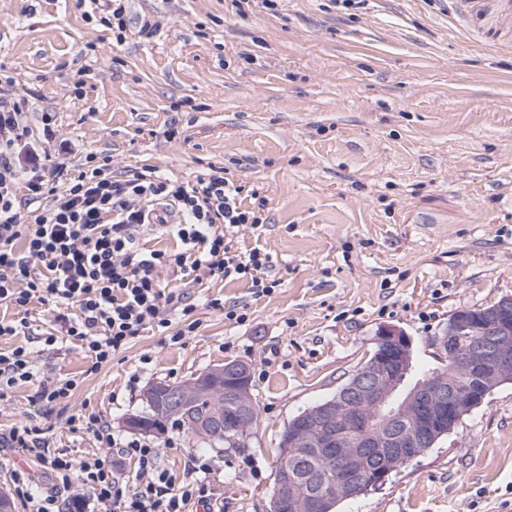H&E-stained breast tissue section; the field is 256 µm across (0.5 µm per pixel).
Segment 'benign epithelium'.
<instances>
[{
    "label": "benign epithelium",
    "instance_id": "1",
    "mask_svg": "<svg viewBox=\"0 0 512 512\" xmlns=\"http://www.w3.org/2000/svg\"><path fill=\"white\" fill-rule=\"evenodd\" d=\"M469 330L468 346L457 345V333ZM448 358L463 365V378L434 376L405 384L410 373L412 342L396 326L378 330L372 359L352 374L332 397L301 412L288 430L284 445L299 453L322 448L329 458L320 489L301 496L282 454L273 482V500L301 512H324L332 498L352 497L370 475L381 486L392 467L401 465L449 434L467 413L512 374V295L491 309L455 313L438 338ZM211 377L233 381L224 399L233 407V422L251 418V384L247 364L222 365Z\"/></svg>",
    "mask_w": 512,
    "mask_h": 512
}]
</instances>
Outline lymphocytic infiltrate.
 Here are the masks:
<instances>
[{"label": "lymphocytic infiltrate", "mask_w": 512, "mask_h": 512, "mask_svg": "<svg viewBox=\"0 0 512 512\" xmlns=\"http://www.w3.org/2000/svg\"><path fill=\"white\" fill-rule=\"evenodd\" d=\"M26 104V98L0 93V304L19 309L37 301L52 308L54 318L46 327L25 316L0 319L1 338L29 336L47 347L71 343L96 370L145 330H161L178 344L199 328L196 304L164 292L160 271L199 281L246 279L259 296L276 288L266 276L269 253L231 246L241 226H264L266 201L243 207L244 188L224 168L210 166L186 182L163 177L153 166L119 178L104 156L72 178L66 162L46 168L29 148ZM37 202L41 211L24 223V207ZM147 224L175 234L177 248L144 251L138 235ZM24 383L36 384L35 403L49 405L73 397L81 380L43 371L26 345L0 350V403ZM66 424L93 436L101 454L77 462L51 453L46 429L32 417L0 433V447L21 449L43 466L55 488L47 493L14 473V495L26 512H60L62 493L71 512H187L189 504L208 502L209 458L195 456L178 485L161 468L159 448L121 440L105 418L74 414ZM119 457L137 465L132 486H124L116 471Z\"/></svg>", "instance_id": "f902f5d3"}]
</instances>
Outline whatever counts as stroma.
Returning <instances> with one entry per match:
<instances>
[{
	"mask_svg": "<svg viewBox=\"0 0 512 512\" xmlns=\"http://www.w3.org/2000/svg\"><path fill=\"white\" fill-rule=\"evenodd\" d=\"M129 5L119 36L86 0H0V74L29 95L32 129L53 113L71 175L96 155L181 181L221 166L257 189L267 222L232 246L269 252L277 287L257 297L243 280L160 273L166 290L223 299L247 321L198 309L182 343L149 332L95 372L72 344L34 345L45 371L83 382L38 410L35 385L18 387L0 429L37 413L51 452L82 460L99 448L68 430L70 415H101L130 438L124 420L144 411L149 384L244 361L258 418L240 447L209 449L185 429L153 441L176 484L192 455L213 458L212 512H270L284 427L336 393L381 327L410 337L420 369H440L449 318L512 294V0L475 12L370 0L353 13L281 0L244 16L234 0ZM338 512H512V383Z\"/></svg>",
	"mask_w": 512,
	"mask_h": 512,
	"instance_id": "obj_1",
	"label": "stroma"
}]
</instances>
